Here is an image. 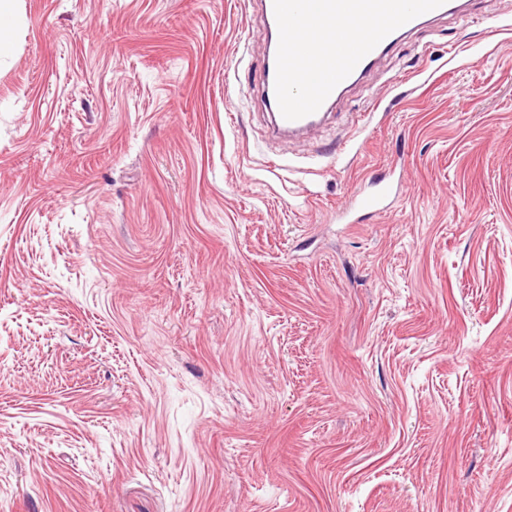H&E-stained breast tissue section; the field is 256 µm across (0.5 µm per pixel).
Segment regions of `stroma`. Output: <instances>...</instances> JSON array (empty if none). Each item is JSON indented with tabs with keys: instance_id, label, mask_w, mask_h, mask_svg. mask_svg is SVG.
<instances>
[{
	"instance_id": "1",
	"label": "stroma",
	"mask_w": 512,
	"mask_h": 512,
	"mask_svg": "<svg viewBox=\"0 0 512 512\" xmlns=\"http://www.w3.org/2000/svg\"><path fill=\"white\" fill-rule=\"evenodd\" d=\"M260 25L17 0L0 512H512V0L406 33L297 138ZM398 182L381 191H369L364 187L359 188L337 213V219L343 224H353L358 219L357 214L362 210L386 209L398 192ZM395 188V189H394ZM392 198V199H391Z\"/></svg>"
}]
</instances>
